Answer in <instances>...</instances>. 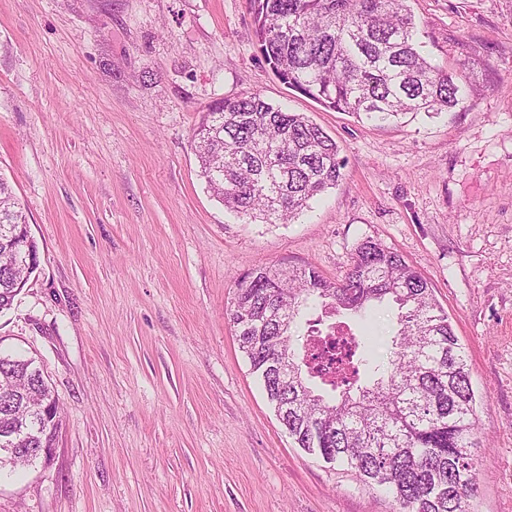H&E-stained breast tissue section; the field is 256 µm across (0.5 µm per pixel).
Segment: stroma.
<instances>
[{"instance_id": "stroma-1", "label": "stroma", "mask_w": 512, "mask_h": 512, "mask_svg": "<svg viewBox=\"0 0 512 512\" xmlns=\"http://www.w3.org/2000/svg\"><path fill=\"white\" fill-rule=\"evenodd\" d=\"M454 109L379 126L324 108L262 58L250 0H0V176L38 267L0 348L38 358L64 412L51 461L0 473V512H391L299 448L226 314L241 275L340 278L372 239L430 283L468 355L474 512H512V0H409ZM249 93L339 146L338 184L287 223L228 213L194 129ZM362 324L385 355L395 309Z\"/></svg>"}]
</instances>
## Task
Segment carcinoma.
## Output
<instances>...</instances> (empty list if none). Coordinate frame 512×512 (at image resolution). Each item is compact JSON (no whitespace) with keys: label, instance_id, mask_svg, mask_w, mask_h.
Listing matches in <instances>:
<instances>
[{"label":"carcinoma","instance_id":"obj_1","mask_svg":"<svg viewBox=\"0 0 512 512\" xmlns=\"http://www.w3.org/2000/svg\"><path fill=\"white\" fill-rule=\"evenodd\" d=\"M408 0H251L259 51L288 88L323 107L385 125L461 102L466 76L423 54ZM200 176L237 217L291 220L342 177L339 146L300 112L257 93L212 104L194 130ZM26 216L0 178V313L12 308L38 253ZM396 305L397 331L378 358L354 333L313 349L324 320L301 308L361 313ZM239 345L276 415L298 447L384 488L392 512H472L479 461L475 394L464 348L429 282L398 253L362 241L345 275L331 281L312 266L261 267L236 280L228 313ZM29 395L27 447L49 448L62 426L54 393L33 357L0 351V384ZM21 397L0 395V471L28 465L7 443Z\"/></svg>","mask_w":512,"mask_h":512}]
</instances>
